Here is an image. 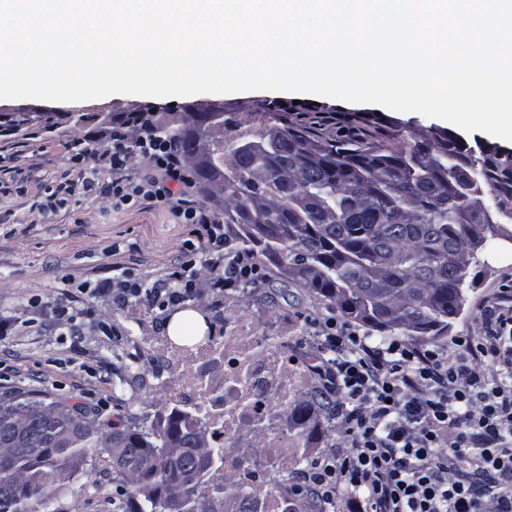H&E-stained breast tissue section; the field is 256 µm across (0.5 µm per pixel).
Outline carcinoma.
<instances>
[{"instance_id":"cac0c4a2","label":"carcinoma","mask_w":512,"mask_h":512,"mask_svg":"<svg viewBox=\"0 0 512 512\" xmlns=\"http://www.w3.org/2000/svg\"><path fill=\"white\" fill-rule=\"evenodd\" d=\"M256 140L224 153L233 121L224 105H196L162 132L194 161L200 187L224 193V223L236 242L341 313L390 335H445L463 309V286L478 233L512 199V155L490 158L460 137L430 149L379 145L355 112L350 134L332 136L278 115ZM299 174L283 181L282 172ZM314 403L296 401L291 422L310 428ZM0 512H61L55 482L107 449L112 472L140 498L126 512H211L209 497L250 512L251 493L209 484L222 446L196 437L189 414L173 408L139 429L119 417L89 418L77 405L0 397Z\"/></svg>"}]
</instances>
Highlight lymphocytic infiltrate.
I'll list each match as a JSON object with an SVG mask.
<instances>
[{
	"label": "lymphocytic infiltrate",
	"instance_id": "obj_1",
	"mask_svg": "<svg viewBox=\"0 0 512 512\" xmlns=\"http://www.w3.org/2000/svg\"><path fill=\"white\" fill-rule=\"evenodd\" d=\"M168 119L151 104L91 117L63 143L75 178L45 189L38 204L45 215L76 196L110 210L159 205L188 226L177 263L153 281L123 267L92 288L118 305L138 300L158 319L270 279L219 215L196 202L193 166L158 132ZM314 326L326 354L315 373L348 447L317 458L298 493L328 502L350 490L354 512H512V384L484 370L491 362L512 375V312L498 313L487 335L461 337L452 355L398 338L370 345L333 315Z\"/></svg>",
	"mask_w": 512,
	"mask_h": 512
}]
</instances>
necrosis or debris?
Masks as SVG:
<instances>
[{"mask_svg": "<svg viewBox=\"0 0 512 512\" xmlns=\"http://www.w3.org/2000/svg\"><path fill=\"white\" fill-rule=\"evenodd\" d=\"M294 340L280 316L256 319L243 305L224 308L218 325L192 344L165 337L153 354L179 376L170 395L191 410L192 417L213 432L224 447V471L218 477L226 489L243 487L253 494L252 512H284L286 504L268 487L270 477L287 480L295 470V435L284 429L283 410L308 383L296 356ZM220 365L223 375L211 374ZM265 437L261 458L242 459L239 452L247 432Z\"/></svg>", "mask_w": 512, "mask_h": 512, "instance_id": "4bbe7bcc", "label": "necrosis or debris"}]
</instances>
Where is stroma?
I'll return each instance as SVG.
<instances>
[{
	"mask_svg": "<svg viewBox=\"0 0 512 512\" xmlns=\"http://www.w3.org/2000/svg\"><path fill=\"white\" fill-rule=\"evenodd\" d=\"M302 101L320 110L362 111L368 114L381 144L415 142L437 144L453 132V125L417 112H398L375 104L332 101L316 95L248 91L224 95V110L235 125L225 135L228 146L254 140L259 128L260 106ZM144 96L114 94L72 106L64 102L38 101L34 124L57 123L52 140L25 142L21 174L2 173L0 184V317L14 319V335L0 340V393L24 392L33 400L84 403L90 414L104 416L125 412L139 427L150 428L160 414L169 411L163 396L167 374L156 363L151 340L164 336V323L154 322L139 302L113 306L110 298L82 294L81 288L111 277L113 268L133 267L146 278L176 263L185 226L176 224L167 209L143 206L100 215L98 202L84 199L39 223L32 213L41 187L57 186L72 177L61 141L73 130L77 115L119 112L147 104ZM23 192H16V185ZM493 220L502 232L479 248L464 285L465 304L438 343L455 353L460 336L484 335L492 309L504 286H512V211L497 212ZM76 296L79 306L92 307L96 320L85 322L78 335L49 319L31 321L29 303L38 299L51 304ZM225 300L248 306L255 316L273 312L288 323L289 335L302 337L312 330L306 316L329 314L328 301L297 283L272 275L263 288H241L225 293ZM107 321L117 329L109 336L98 328ZM316 430L301 438L303 461L291 482L310 472L313 461L346 445L344 428L336 412L318 409ZM112 469L101 457L93 461L61 490L64 512H123L134 485L117 495Z\"/></svg>",
	"mask_w": 512,
	"mask_h": 512,
	"instance_id": "35a3bbf8",
	"label": "stroma"
}]
</instances>
